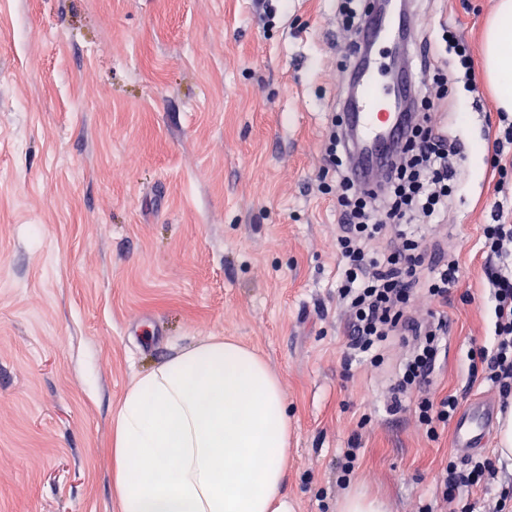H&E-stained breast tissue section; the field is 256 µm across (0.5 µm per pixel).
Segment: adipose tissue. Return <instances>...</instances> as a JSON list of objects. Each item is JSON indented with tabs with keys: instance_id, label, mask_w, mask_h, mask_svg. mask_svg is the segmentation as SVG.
I'll list each match as a JSON object with an SVG mask.
<instances>
[{
	"instance_id": "ef3b65f1",
	"label": "adipose tissue",
	"mask_w": 512,
	"mask_h": 512,
	"mask_svg": "<svg viewBox=\"0 0 512 512\" xmlns=\"http://www.w3.org/2000/svg\"><path fill=\"white\" fill-rule=\"evenodd\" d=\"M483 73L512 113V0L483 33ZM279 378L251 349L209 336L137 375L112 419L118 512H293Z\"/></svg>"
}]
</instances>
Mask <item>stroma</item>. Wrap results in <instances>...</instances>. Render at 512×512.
Wrapping results in <instances>:
<instances>
[{
  "label": "stroma",
  "instance_id": "obj_1",
  "mask_svg": "<svg viewBox=\"0 0 512 512\" xmlns=\"http://www.w3.org/2000/svg\"><path fill=\"white\" fill-rule=\"evenodd\" d=\"M497 0H418L429 34L474 56ZM336 0H0V512H115L112 416L174 347L230 336L279 377L294 512L349 489L388 512H449L452 428L389 413L407 353L345 365L336 199L320 189L340 91ZM468 181L428 243L459 263L448 357L430 387L460 403L492 307L481 227L512 209L485 83L440 106ZM360 467L337 482L345 449Z\"/></svg>",
  "mask_w": 512,
  "mask_h": 512
}]
</instances>
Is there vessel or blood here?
Returning a JSON list of instances; mask_svg holds the SVG:
<instances>
[{
	"instance_id": "obj_1",
	"label": "vessel or blood",
	"mask_w": 512,
	"mask_h": 512,
	"mask_svg": "<svg viewBox=\"0 0 512 512\" xmlns=\"http://www.w3.org/2000/svg\"><path fill=\"white\" fill-rule=\"evenodd\" d=\"M420 21L411 13H399L393 0H379L369 11L363 31L368 55L360 57L348 75L353 87L344 108V132L348 161L355 180L367 192L382 182L394 148L418 115L404 111V97L413 91L416 75L396 65L389 51L401 36L410 35ZM497 406L482 396L471 401L454 419L456 448L475 451L486 448L497 424Z\"/></svg>"
}]
</instances>
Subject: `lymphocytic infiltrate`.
<instances>
[{
    "label": "lymphocytic infiltrate",
    "mask_w": 512,
    "mask_h": 512,
    "mask_svg": "<svg viewBox=\"0 0 512 512\" xmlns=\"http://www.w3.org/2000/svg\"><path fill=\"white\" fill-rule=\"evenodd\" d=\"M456 61L454 75L436 67L422 69L417 109L430 112L453 78L474 81L469 47L456 31L439 36ZM324 165L331 175L327 188L336 197L339 258L336 307L346 320V359L380 365L386 344L394 339L412 349L400 363L393 384L390 411L414 400L418 421L427 434L456 414L455 396L435 398L426 389L448 352L449 324L443 311L448 292L459 282V264L438 258L427 237L448 208L463 168L461 151L447 137L420 121L392 166L384 185L368 194L350 176L341 128L331 124L324 148ZM479 250L483 274L493 306L492 336L488 345L469 351V375L495 388L502 400L512 399V224L503 209L483 225ZM424 301L428 317L409 314L415 300ZM496 462L486 455L449 460L442 474V495L452 502L463 493L493 495V512H512V486L493 491Z\"/></svg>",
    "instance_id": "lymphocytic-infiltrate-1"
}]
</instances>
